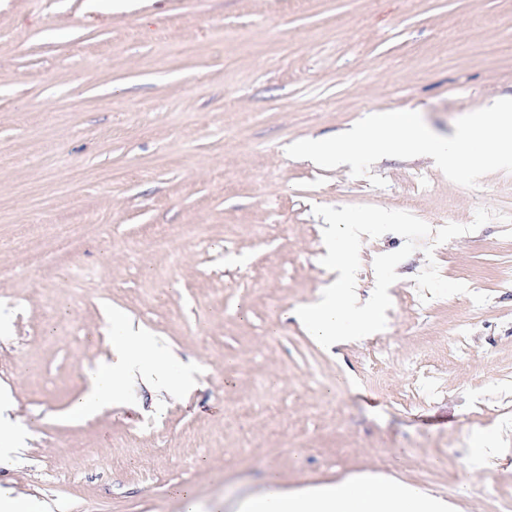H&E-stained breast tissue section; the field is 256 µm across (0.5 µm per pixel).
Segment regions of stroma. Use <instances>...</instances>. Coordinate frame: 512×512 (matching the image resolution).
I'll list each match as a JSON object with an SVG mask.
<instances>
[{
	"instance_id": "obj_1",
	"label": "stroma",
	"mask_w": 512,
	"mask_h": 512,
	"mask_svg": "<svg viewBox=\"0 0 512 512\" xmlns=\"http://www.w3.org/2000/svg\"><path fill=\"white\" fill-rule=\"evenodd\" d=\"M113 2L0 0V394L30 435L0 488L46 512H233L262 486L377 471L503 512L512 452L483 474L475 451L512 436V173L467 188L385 158L376 188L286 147L414 108L450 137L512 98V0ZM316 205L435 229L495 217L400 263L378 354L370 336L323 348L294 316L336 279ZM48 219L73 225L69 244L42 235ZM182 224L204 233L175 239L174 266L147 241ZM403 244L364 238L363 295ZM431 259L467 293L421 301ZM115 314L194 384L65 423Z\"/></svg>"
}]
</instances>
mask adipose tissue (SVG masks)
Returning a JSON list of instances; mask_svg holds the SVG:
<instances>
[{
	"label": "adipose tissue",
	"instance_id": "1",
	"mask_svg": "<svg viewBox=\"0 0 512 512\" xmlns=\"http://www.w3.org/2000/svg\"><path fill=\"white\" fill-rule=\"evenodd\" d=\"M109 334L113 357L88 372L85 390L70 407L68 419H83L112 401L126 399L128 381L140 363L167 391L178 393L189 385V372L174 379L167 377L163 349L155 336L119 316L112 318ZM450 508V503L436 500L422 489L365 474L321 490L288 492L271 486L253 498L243 512H449Z\"/></svg>",
	"mask_w": 512,
	"mask_h": 512
}]
</instances>
